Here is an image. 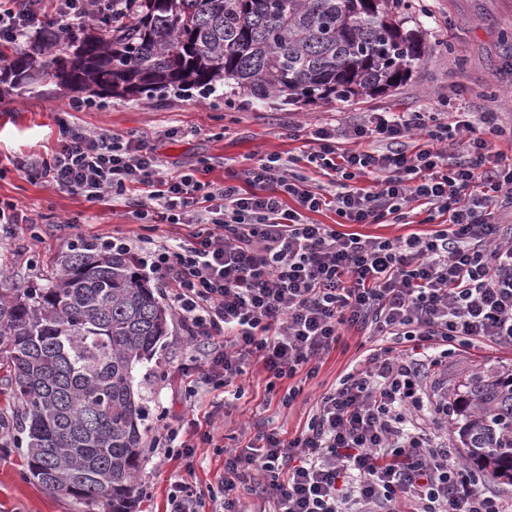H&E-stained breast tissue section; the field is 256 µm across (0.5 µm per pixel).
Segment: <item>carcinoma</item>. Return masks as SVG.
I'll list each match as a JSON object with an SVG mask.
<instances>
[{"label": "carcinoma", "mask_w": 512, "mask_h": 512, "mask_svg": "<svg viewBox=\"0 0 512 512\" xmlns=\"http://www.w3.org/2000/svg\"><path fill=\"white\" fill-rule=\"evenodd\" d=\"M405 0H112V20L51 25L0 50V82L46 81L94 97L221 84L282 104L395 88L425 56ZM134 257L78 249L43 288L0 294V364L24 409L26 456L46 489L134 512L143 456L133 369L165 335L167 310ZM466 457L512 484V372L477 371L450 399Z\"/></svg>", "instance_id": "carcinoma-1"}]
</instances>
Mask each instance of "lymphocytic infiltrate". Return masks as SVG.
I'll list each match as a JSON object with an SVG mask.
<instances>
[{
    "label": "lymphocytic infiltrate",
    "instance_id": "lymphocytic-infiltrate-1",
    "mask_svg": "<svg viewBox=\"0 0 512 512\" xmlns=\"http://www.w3.org/2000/svg\"><path fill=\"white\" fill-rule=\"evenodd\" d=\"M112 0H0V43L46 23L98 17ZM435 112H372L348 128L312 131L308 161L332 195L291 174L281 158L228 171L223 185L194 172L165 178L143 137H110L61 124L59 147L39 175L88 201L124 198L137 220L185 225L178 244L115 237L135 251L183 318L204 382L241 398V377L260 365L268 388L315 377L320 359L356 330L373 340L364 358L320 394L294 437L272 430L224 451V474L208 492L177 481L169 512H512L487 494L484 476L444 442L448 397H429L426 370L453 348L512 346V157L497 150L498 112L442 122ZM422 144L408 150L405 140ZM372 176L367 186L358 185ZM140 186L141 194L129 189ZM333 206L338 225L313 213ZM420 210L430 232L372 237L345 224L407 223ZM447 223H439V216ZM211 431L163 424L151 441L160 458L193 470Z\"/></svg>",
    "mask_w": 512,
    "mask_h": 512
}]
</instances>
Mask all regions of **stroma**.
<instances>
[{"instance_id": "obj_1", "label": "stroma", "mask_w": 512, "mask_h": 512, "mask_svg": "<svg viewBox=\"0 0 512 512\" xmlns=\"http://www.w3.org/2000/svg\"><path fill=\"white\" fill-rule=\"evenodd\" d=\"M409 3L407 26L421 31L427 54L413 65L406 82L374 96L274 107L228 102L220 91L208 95L192 90L150 100L104 97L94 109L74 112L72 94L52 83L0 92V201L16 204L22 214L40 215L38 223L14 224L0 235V291L44 286L56 260L84 242L117 236L156 240L173 232L166 224L139 223L123 200L90 202L29 175L32 163L49 158L64 120L94 134L144 135L162 160L165 175L195 166L202 180L218 185L227 171L247 169L267 155L280 156L291 172L321 183L322 174L307 160L311 147L305 132L356 124L371 112H433L441 100L452 99L474 113L495 108L503 125L512 127V0ZM358 343L355 332H345L291 407L269 400L266 375L258 370L243 380L241 399L225 398L223 390L208 386L190 399L185 395V373L191 367L186 333L176 313H169L155 357L134 371V389L147 414L143 440L151 442L162 416L186 423L209 417L215 445L198 449L190 476L180 459L162 463L144 455L137 475V512H165L171 485L181 477L201 490L216 485L224 472V448L242 445L258 431L275 429L288 437L301 431L318 396L358 357ZM488 368L511 371L512 347H463L450 353L447 364L429 376L427 391L454 389L472 371ZM21 413L9 376L0 369V418L14 424L0 436V512H105L104 506L47 491L30 475L15 427Z\"/></svg>"}]
</instances>
